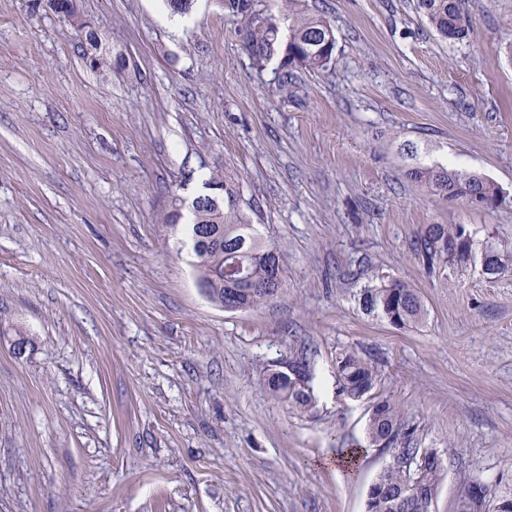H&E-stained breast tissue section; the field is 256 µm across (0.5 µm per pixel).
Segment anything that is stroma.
Here are the masks:
<instances>
[{"mask_svg":"<svg viewBox=\"0 0 512 512\" xmlns=\"http://www.w3.org/2000/svg\"><path fill=\"white\" fill-rule=\"evenodd\" d=\"M303 3L336 45L287 75L253 65L229 0H78L123 59L105 76L47 0H0V512H365L391 457L371 399L338 389L343 349L446 457L432 512L470 478L512 488V271L434 280L410 246L428 224L512 246V204L405 176L443 164L512 196V0H469L461 41L414 0ZM213 179L287 252L261 307L209 300L164 223ZM383 279L418 291V324L363 312ZM301 351L306 412L263 390Z\"/></svg>","mask_w":512,"mask_h":512,"instance_id":"35a3bbf8","label":"stroma"}]
</instances>
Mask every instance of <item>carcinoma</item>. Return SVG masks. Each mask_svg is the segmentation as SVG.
Instances as JSON below:
<instances>
[{"label": "carcinoma", "instance_id": "cac0c4a2", "mask_svg": "<svg viewBox=\"0 0 512 512\" xmlns=\"http://www.w3.org/2000/svg\"><path fill=\"white\" fill-rule=\"evenodd\" d=\"M286 2V40L281 37L280 17L257 13L248 19V50L254 64L261 67L271 56L280 53L282 67L287 70L326 69L333 54L324 48L329 24L306 14L300 0ZM467 3L468 0H416V10L443 39L460 41L470 32ZM89 46L96 55L91 69L108 73L120 68L119 63L112 62L102 51L99 42H91ZM406 176L451 201L464 202L478 195L484 206L498 207L500 188L483 176L444 165L422 164L409 169ZM185 211L191 216L190 234L208 228L224 240L222 244H212L203 253L195 252L197 271L209 269L217 277L211 284V300L218 302L226 289L234 288L237 302L243 307H259L272 301L269 282L276 272L284 276L285 254L278 246L263 241L257 225L243 212L237 191L226 183L224 201L189 206L176 194L166 222L180 223ZM465 231L461 224H429L411 240V249L430 274L442 278L446 269H463L470 262L468 254L456 250V242ZM473 243L484 248L490 264L498 272L512 266V250H504L489 240L475 239ZM360 304L367 313L376 314L398 328L418 323L424 314L417 290L400 280L365 286L360 291ZM289 362L304 369V386L291 383V377L284 371L267 374L264 389L272 399L307 411L314 404L310 363L303 355L293 356ZM336 379L347 397L360 400L373 395L380 374L370 361L347 349L336 356ZM368 433L372 444L391 453L392 460L376 477L380 492L367 502V512H399L400 502L406 499L411 501V512H432L429 494L438 489L447 464L420 468L411 465L420 453L416 448L415 429L403 422L387 400H380L379 409L370 415Z\"/></svg>", "mask_w": 512, "mask_h": 512}]
</instances>
